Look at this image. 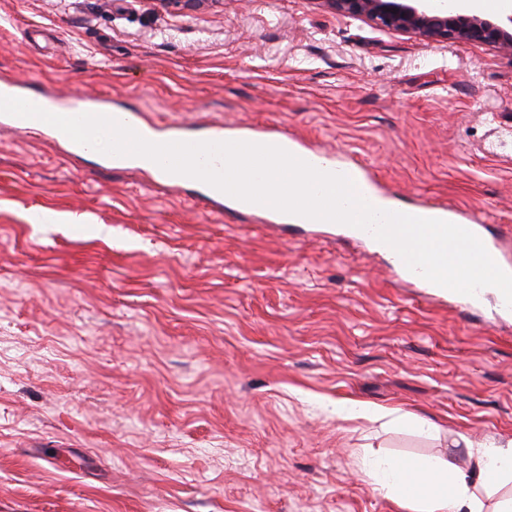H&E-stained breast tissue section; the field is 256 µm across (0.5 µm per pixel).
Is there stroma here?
<instances>
[{"label":"stroma","instance_id":"35a3bbf8","mask_svg":"<svg viewBox=\"0 0 512 512\" xmlns=\"http://www.w3.org/2000/svg\"><path fill=\"white\" fill-rule=\"evenodd\" d=\"M7 81L285 130L403 205L475 214L512 262L510 51L325 0H0ZM467 439H512V320L424 297L335 226L221 213L0 130V512H404L362 453L468 466Z\"/></svg>","mask_w":512,"mask_h":512}]
</instances>
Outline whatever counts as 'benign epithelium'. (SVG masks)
Segmentation results:
<instances>
[{
    "instance_id": "1",
    "label": "benign epithelium",
    "mask_w": 512,
    "mask_h": 512,
    "mask_svg": "<svg viewBox=\"0 0 512 512\" xmlns=\"http://www.w3.org/2000/svg\"><path fill=\"white\" fill-rule=\"evenodd\" d=\"M337 12L376 27L413 33L435 42L481 43L512 50V29L482 18L436 9L425 0H325Z\"/></svg>"
}]
</instances>
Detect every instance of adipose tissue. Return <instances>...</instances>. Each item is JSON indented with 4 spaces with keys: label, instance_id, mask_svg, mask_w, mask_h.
Here are the masks:
<instances>
[{
    "label": "adipose tissue",
    "instance_id": "adipose-tissue-1",
    "mask_svg": "<svg viewBox=\"0 0 512 512\" xmlns=\"http://www.w3.org/2000/svg\"><path fill=\"white\" fill-rule=\"evenodd\" d=\"M475 464L465 470L450 459H363L375 490L398 503L406 512H512V497L486 507L479 487L512 480V441L478 444Z\"/></svg>",
    "mask_w": 512,
    "mask_h": 512
}]
</instances>
